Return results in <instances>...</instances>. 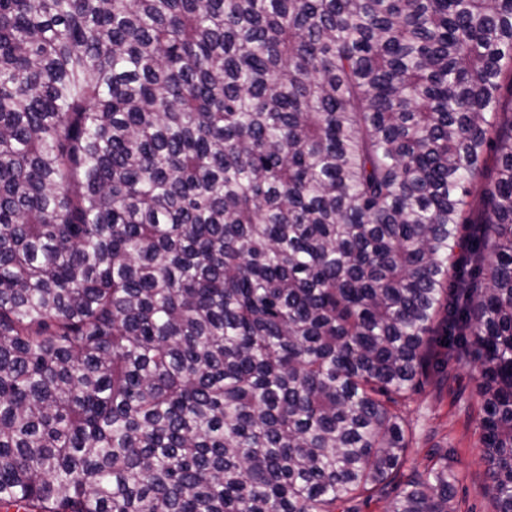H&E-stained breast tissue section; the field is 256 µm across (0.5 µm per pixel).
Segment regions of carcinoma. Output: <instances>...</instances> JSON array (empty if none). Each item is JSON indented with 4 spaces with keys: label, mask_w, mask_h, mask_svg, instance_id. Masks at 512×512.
<instances>
[{
    "label": "carcinoma",
    "mask_w": 512,
    "mask_h": 512,
    "mask_svg": "<svg viewBox=\"0 0 512 512\" xmlns=\"http://www.w3.org/2000/svg\"><path fill=\"white\" fill-rule=\"evenodd\" d=\"M506 97L512 0H0V509L457 512L478 363L512 512ZM479 364L447 368V379L439 388L425 385L399 405L410 421L413 438L408 450L405 480L415 467L423 472L434 455L448 453V469L459 474L456 485L458 512H493L485 497V466L480 448ZM395 496L377 494L368 502L358 500L347 504L338 505L335 512H345L349 507L355 508L356 512H386L389 502Z\"/></svg>",
    "instance_id": "1"
}]
</instances>
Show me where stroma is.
I'll return each mask as SVG.
<instances>
[{
  "instance_id": "35a3bbf8",
  "label": "stroma",
  "mask_w": 512,
  "mask_h": 512,
  "mask_svg": "<svg viewBox=\"0 0 512 512\" xmlns=\"http://www.w3.org/2000/svg\"><path fill=\"white\" fill-rule=\"evenodd\" d=\"M479 377V365H451L441 386H424L399 406L413 428L410 466L421 471L433 456H447L449 469L460 477L455 498L458 512H493L483 493Z\"/></svg>"
}]
</instances>
